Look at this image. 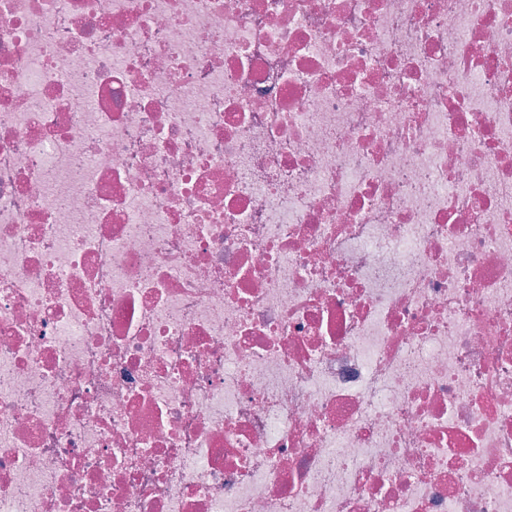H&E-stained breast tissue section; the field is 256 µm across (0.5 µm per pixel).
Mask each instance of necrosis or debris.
<instances>
[{
    "mask_svg": "<svg viewBox=\"0 0 512 512\" xmlns=\"http://www.w3.org/2000/svg\"><path fill=\"white\" fill-rule=\"evenodd\" d=\"M0 512H512V0H0Z\"/></svg>",
    "mask_w": 512,
    "mask_h": 512,
    "instance_id": "necrosis-or-debris-1",
    "label": "necrosis or debris"
}]
</instances>
